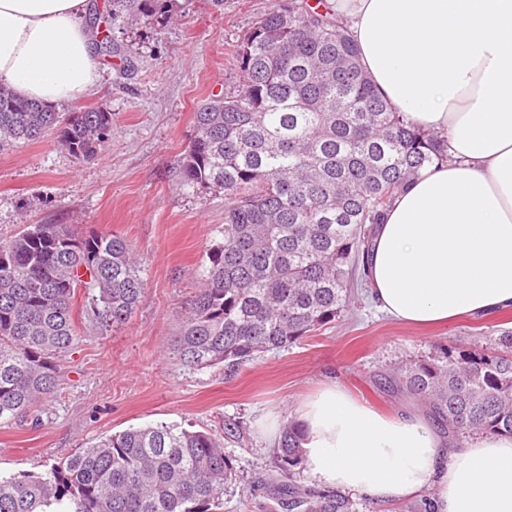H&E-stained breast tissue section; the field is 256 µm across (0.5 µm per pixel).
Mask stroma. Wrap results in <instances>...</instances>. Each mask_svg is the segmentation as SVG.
Segmentation results:
<instances>
[{"label":"stroma","mask_w":512,"mask_h":512,"mask_svg":"<svg viewBox=\"0 0 512 512\" xmlns=\"http://www.w3.org/2000/svg\"><path fill=\"white\" fill-rule=\"evenodd\" d=\"M92 2L120 53L97 56L98 84L58 110L105 103L112 131L91 160L76 159L52 132L0 152V242L35 224L123 237L144 270L145 293L126 323L106 330L86 290H77L80 339L62 358L63 394L45 405L39 426L0 427V476L43 472L132 427L178 424L219 435L231 420L243 438L225 441L224 453L243 481L225 493L223 512H270L269 497L246 485L274 466V450L252 430L259 414L274 408L293 419L296 400L328 380L385 412L422 411L418 398L392 390L389 376L438 345L485 346L512 329V310L410 327L387 319L359 290L336 321L238 371L183 367L172 339L208 250L224 240V196L183 187L180 160L195 135L197 108L236 91L234 51L278 0H179L170 16L148 18L114 11L112 0Z\"/></svg>","instance_id":"stroma-1"}]
</instances>
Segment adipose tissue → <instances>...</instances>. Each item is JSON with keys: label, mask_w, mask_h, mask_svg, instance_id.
Returning a JSON list of instances; mask_svg holds the SVG:
<instances>
[{"label": "adipose tissue", "mask_w": 512, "mask_h": 512, "mask_svg": "<svg viewBox=\"0 0 512 512\" xmlns=\"http://www.w3.org/2000/svg\"><path fill=\"white\" fill-rule=\"evenodd\" d=\"M380 94L448 159L422 169L376 228L369 294L413 327L512 310V0H327ZM90 0H0V84L60 104L100 75ZM304 472L377 502L431 491L433 512H512V436L450 446L328 382L294 409Z\"/></svg>", "instance_id": "ef3b65f1"}]
</instances>
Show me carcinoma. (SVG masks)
<instances>
[{
    "mask_svg": "<svg viewBox=\"0 0 512 512\" xmlns=\"http://www.w3.org/2000/svg\"><path fill=\"white\" fill-rule=\"evenodd\" d=\"M134 15L177 0H119ZM236 94L201 104L181 165L182 185L224 191V242L207 254L182 315L174 353L190 369L236 371L286 347L350 306L352 271L406 181L447 158L441 136L415 128L375 89L346 27L309 0L264 15L236 50ZM57 130L90 159L112 130L97 105L59 119L54 108L0 86V152ZM79 288L94 291L104 328L126 322L144 272L117 235L80 237L37 224L0 243V426L39 420L56 398L60 357L77 341ZM393 390L429 405L448 435H512V330L487 347L438 346L401 367ZM303 426L285 422L276 468L252 481L280 512H357L339 491L301 488ZM240 479L221 441L175 425L101 438L38 476L0 478V512H214Z\"/></svg>",
    "mask_w": 512,
    "mask_h": 512,
    "instance_id": "carcinoma-1",
    "label": "carcinoma"
}]
</instances>
